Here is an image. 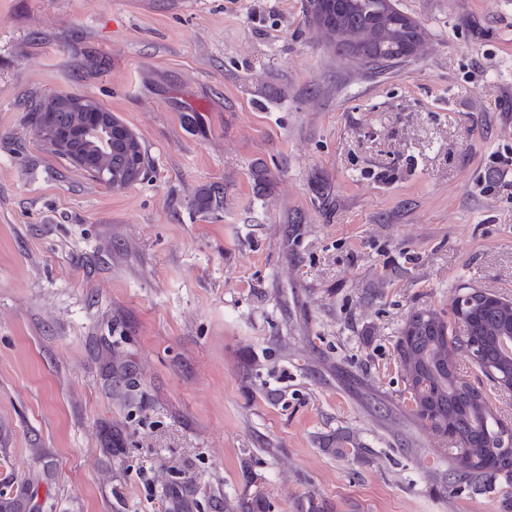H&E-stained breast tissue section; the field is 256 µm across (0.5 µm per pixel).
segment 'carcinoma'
Instances as JSON below:
<instances>
[{
  "mask_svg": "<svg viewBox=\"0 0 512 512\" xmlns=\"http://www.w3.org/2000/svg\"><path fill=\"white\" fill-rule=\"evenodd\" d=\"M377 0H335L333 9L318 15L308 0V21L337 54L365 67L383 68L410 57L403 52L412 43L425 41L420 25L406 26L408 15L397 9L383 17ZM113 135L120 148L104 155L113 169L127 170L128 152L138 157L139 171L147 172L149 159L139 138L123 120L113 116ZM478 340L483 346L479 368L490 366L499 374L512 373V354L504 343L512 342V299L492 298L479 288L461 285L452 317L431 308L417 309L406 318L396 343L406 389L414 402L413 415L425 430L449 439L443 453L450 467L441 478L442 488H486L496 481L512 482V428L492 411L485 395L464 381L456 357ZM35 478L18 479L11 473L0 479V512H39L33 504ZM174 512H186L194 490L188 482L163 488ZM269 512L262 499H247L229 506V512Z\"/></svg>",
  "mask_w": 512,
  "mask_h": 512,
  "instance_id": "cac0c4a2",
  "label": "carcinoma"
}]
</instances>
